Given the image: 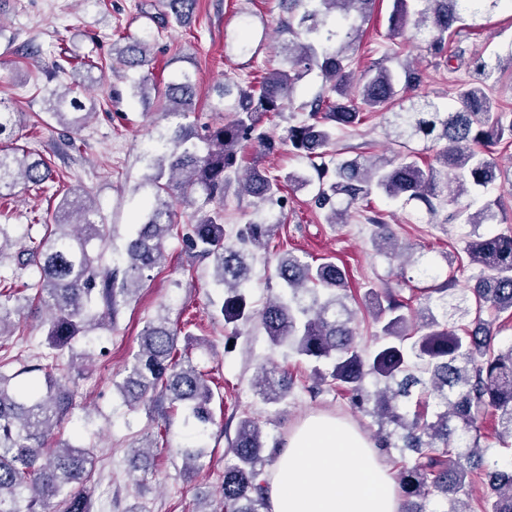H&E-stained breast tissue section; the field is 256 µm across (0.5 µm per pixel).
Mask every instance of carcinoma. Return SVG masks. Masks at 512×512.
Wrapping results in <instances>:
<instances>
[{
    "label": "carcinoma",
    "mask_w": 512,
    "mask_h": 512,
    "mask_svg": "<svg viewBox=\"0 0 512 512\" xmlns=\"http://www.w3.org/2000/svg\"><path fill=\"white\" fill-rule=\"evenodd\" d=\"M505 0H393L388 17L392 39H412L449 70L462 59L460 46L463 13H489ZM288 22L281 32L283 64L257 82L225 80L212 110L226 113L224 123L199 134L190 117L195 112L193 75L181 71L166 86L162 111L181 119L170 136L158 141L161 152L150 164L145 184L154 189L143 204L141 222L125 246L123 269L102 264V224L92 203L79 192L63 199L59 219L45 225L46 233L32 250L19 252L12 277H22L30 266L39 277L24 284L35 290L39 308L45 310L49 353L42 385L20 390L1 368L22 363L19 356L0 359V512H92L86 490L96 472L91 449L68 440H54L72 409V397L60 369V358L80 334L112 326L120 307L138 295L146 272L165 262L163 243L178 231L173 206L182 201L195 207L196 223L188 248L213 264L214 280L224 287V320L228 323L257 318L273 347L286 346L310 361L325 360L328 367H313V388L326 386L347 397L360 412L377 419L378 445L402 448L414 463L400 466L399 484L407 512H423L416 497L432 496L450 504L448 512H512V465L485 464L489 449L481 448L479 413L490 409L498 419L497 444L512 447V344H496L494 320L507 314L512 320V232L479 235L465 246L470 264L478 269L473 288L474 306L457 307L473 316L471 326L448 323V291L455 278L419 289L415 315L400 291L386 288L370 294L367 305L376 327L374 346L363 349L356 341V310L349 301L346 273L331 261L312 264L288 250L276 253L275 275L281 288L264 307L246 311L244 289L252 280L249 257L254 249L268 248L281 219L247 224L230 240L224 228V195L236 186L242 196L258 205L283 207L285 185L315 186L314 203L326 223L345 224L356 212L371 226V242L390 260L407 257L392 225L371 208V197L418 203L434 219L448 205V220L463 219L474 226L498 223L490 204L477 202V191L504 175L493 158L494 148L512 145V110H503L489 96L496 83V68L477 58V79L456 92V107L443 111L433 101L415 102L422 82L411 62L395 71L386 65L355 74L356 43L361 24L376 0H283ZM197 0H163L165 17L179 25L190 22ZM150 33L123 37L125 45L112 48L113 61L128 70L148 64ZM319 70L324 84L299 109L305 118L284 129L285 142L312 160L314 175L290 173L282 178L253 165L241 170L239 154L244 144L263 152L276 142L262 129L263 120L294 108L298 83ZM47 113L60 125L79 132L92 115L95 102L83 104L70 93L50 92ZM386 116L389 135L400 148L393 157L344 156L337 148L338 133L362 124L366 116ZM17 113L0 101V139L11 138ZM416 141L436 147L433 161L419 162ZM51 170L34 153H8L0 149V189L19 184L40 186ZM14 286L0 288V337L11 335L21 307L13 303ZM491 312L494 319L483 314ZM256 393L267 403L288 399L294 380L262 370L253 381ZM124 403L136 408L149 403L160 407L169 434V411L183 414L184 424L200 432L213 423L214 392L203 371L187 350L179 348V334L168 319L148 322L138 350L123 380L115 384ZM437 400L439 411L428 416L425 407L409 412L406 400L413 390ZM156 440L147 436L133 455L141 484L149 472V449ZM267 447L254 419L240 420L228 441L234 463L224 467L221 494L224 512H262L266 507L261 480ZM488 493L474 497L476 483Z\"/></svg>",
    "instance_id": "cac0c4a2"
}]
</instances>
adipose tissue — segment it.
Segmentation results:
<instances>
[{
    "instance_id": "ef3b65f1",
    "label": "adipose tissue",
    "mask_w": 512,
    "mask_h": 512,
    "mask_svg": "<svg viewBox=\"0 0 512 512\" xmlns=\"http://www.w3.org/2000/svg\"><path fill=\"white\" fill-rule=\"evenodd\" d=\"M268 512H403L393 474L351 422L311 415L263 477Z\"/></svg>"
}]
</instances>
